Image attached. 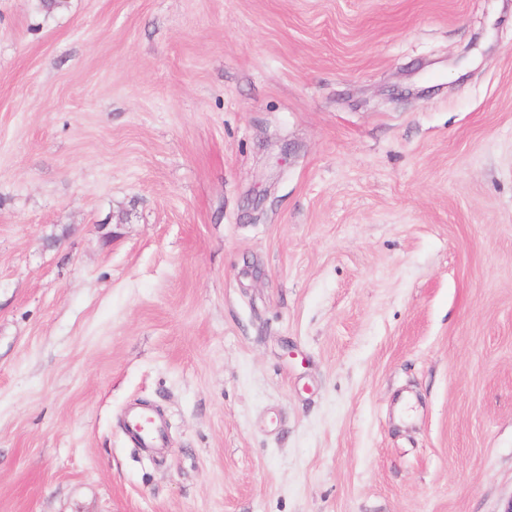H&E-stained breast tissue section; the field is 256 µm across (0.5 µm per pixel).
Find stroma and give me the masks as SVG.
Segmentation results:
<instances>
[{
  "mask_svg": "<svg viewBox=\"0 0 512 512\" xmlns=\"http://www.w3.org/2000/svg\"><path fill=\"white\" fill-rule=\"evenodd\" d=\"M511 500L512 0H0V512ZM124 426L128 438L138 448L165 446L167 430L164 421L143 408L134 407L127 411Z\"/></svg>",
  "mask_w": 512,
  "mask_h": 512,
  "instance_id": "obj_1",
  "label": "stroma"
}]
</instances>
